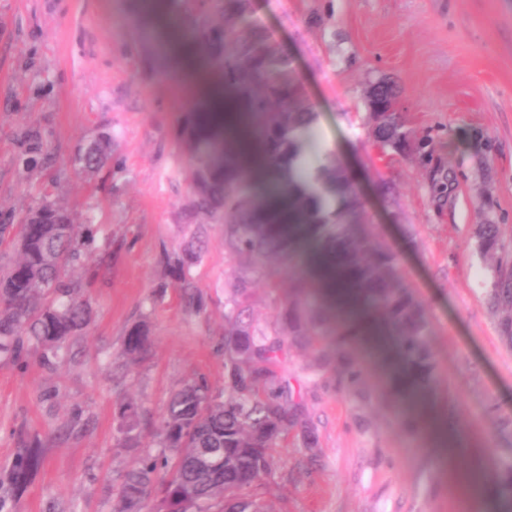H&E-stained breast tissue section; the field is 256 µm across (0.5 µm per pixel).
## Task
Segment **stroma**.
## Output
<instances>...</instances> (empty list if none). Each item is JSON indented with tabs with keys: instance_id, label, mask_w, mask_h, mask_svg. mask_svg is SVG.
<instances>
[{
	"instance_id": "1",
	"label": "stroma",
	"mask_w": 512,
	"mask_h": 512,
	"mask_svg": "<svg viewBox=\"0 0 512 512\" xmlns=\"http://www.w3.org/2000/svg\"><path fill=\"white\" fill-rule=\"evenodd\" d=\"M254 16L292 64L315 114L307 156L334 153L361 197L369 232L399 258V275L428 312L436 377L422 406L394 392V375L353 347L356 383L327 369L309 381L303 352L278 373L303 394L319 447L298 434L277 448L264 495L269 512H500L494 479L512 459V343L485 290L512 266V0H253ZM155 14L137 0H0V221L19 219L42 193L100 230L90 261L94 309L75 358L56 371L0 367V469L21 435L38 434L41 469L21 512H112L124 472L156 452L155 423L172 393L202 377L224 385V298L235 272L224 227L198 228L189 209L188 140L203 122L169 66ZM394 82L421 150L396 166L394 203L369 160L367 84ZM51 147L50 166L23 168L25 133ZM112 136L107 167L74 165L96 135ZM500 225L506 254L483 259L476 229ZM200 238L191 269L201 308L163 287L164 259ZM310 254L257 288L256 323L272 325L289 278L313 276ZM147 321L151 345L123 376L126 330ZM145 408L139 449L120 447L117 406ZM437 413L464 426L467 451L434 457L418 420ZM484 475L482 493L474 476Z\"/></svg>"
}]
</instances>
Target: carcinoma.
I'll use <instances>...</instances> for the list:
<instances>
[{
	"label": "carcinoma",
	"mask_w": 512,
	"mask_h": 512,
	"mask_svg": "<svg viewBox=\"0 0 512 512\" xmlns=\"http://www.w3.org/2000/svg\"><path fill=\"white\" fill-rule=\"evenodd\" d=\"M173 15L185 35L202 50L219 80L217 91L234 90L250 113L270 170L287 188V218L272 219L258 186L224 149V121L189 141L190 209L203 224L224 225V252L236 270L232 293L224 300V389L215 392L202 378L187 381L171 396L155 429L163 451L146 453L127 470L118 488L114 512H152L162 496L190 503L193 512H267L262 489L272 471V451L283 446L294 428L302 446L314 452L317 430L295 392L284 385L277 367L288 347L316 348L325 326L336 319V359L321 349L306 367L319 375L331 363L353 380L357 371L345 351L362 339L350 313L337 310L304 278L288 285L279 318L270 330L252 319L255 282L269 279L306 246L336 265L340 279L360 289L365 308L394 335L403 365L395 392L404 397L427 391L434 383L435 363L429 345L424 305L395 283L399 260L387 246L359 230L366 223L362 202L347 173L327 157L311 170L305 142L313 120L300 103L301 88L288 58L250 19L252 0H172ZM28 153L49 165L52 154L34 133ZM414 143L404 116L372 129V146L386 174L378 189L393 199L395 163ZM112 158V137L100 134L75 157L90 171ZM93 215L76 219L64 206L44 196L18 224H0V249L13 253L0 266V366L24 368L31 358L50 371L71 357L73 343L93 321V308L78 280L66 268L78 264L95 233ZM479 250L493 256L505 246L498 226L481 224ZM200 258L192 244L177 255L173 277L192 287L188 272ZM488 303L505 314L500 322L512 343V274L502 273L487 291ZM150 346L143 322L132 325L122 343L128 363L140 360ZM125 448L139 447L142 409L132 398L119 406ZM37 436L23 437L9 467L0 471V512H15L40 463ZM502 507H512V463L498 473Z\"/></svg>",
	"instance_id": "cac0c4a2"
}]
</instances>
